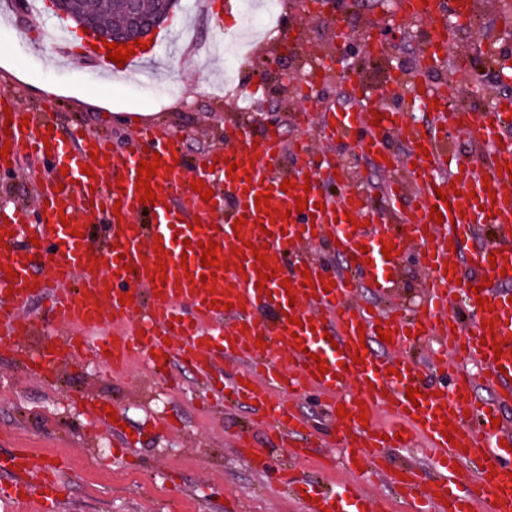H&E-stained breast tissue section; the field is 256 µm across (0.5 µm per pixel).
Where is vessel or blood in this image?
I'll list each match as a JSON object with an SVG mask.
<instances>
[{"mask_svg": "<svg viewBox=\"0 0 512 512\" xmlns=\"http://www.w3.org/2000/svg\"><path fill=\"white\" fill-rule=\"evenodd\" d=\"M474 15V0H397L401 19L426 21L431 33L414 75L387 73L378 99L353 89L354 102L318 115L319 134L332 142L357 136V147L387 178L384 206L347 187L344 165L322 171L304 138L286 141L280 128L251 134L246 124L233 142L209 153L193 178L213 188L211 200L179 191L175 145L150 127L139 128L124 156L94 133L60 138L47 127L23 125L0 109V170L21 156L57 161L59 171L43 180L35 208L0 209V352L19 361L22 372L44 380L57 361L94 359L122 372L133 357L146 359L158 375L188 363L196 385L225 406L249 405L254 426L288 443L291 460L339 448L345 466L374 467L378 478L400 486L411 512H512V96L468 85L448 100L428 77L448 57V12ZM62 53L105 57L86 38L64 37ZM490 95L486 111H474V93ZM399 99L391 107L390 99ZM430 111L421 128L410 106ZM463 134L462 147L448 149V133ZM408 144L406 155L390 146ZM301 160L284 187L278 167L285 157ZM160 160L149 184L156 203L139 202L140 162ZM91 174H83V167ZM270 193L258 210V193ZM305 196L308 207L297 210ZM443 207L435 217L434 207ZM39 222H32V212ZM243 227H235V220ZM488 233L471 255L490 284L473 292L452 271L456 251ZM218 246L215 265L201 264V246ZM334 246L341 263L327 272L310 246ZM398 253L385 259L382 249ZM376 262L367 277L356 268L361 246ZM48 248L50 273L38 276L30 257ZM417 247L422 305L410 309L395 297L400 254ZM266 253L259 261L257 253ZM164 262L165 272L155 269ZM275 275L260 280L263 265ZM310 280H303L302 271ZM369 288L373 304L356 302ZM488 310H481L479 298ZM65 335L56 359L33 352L34 302ZM391 332L390 341L379 338ZM433 340L428 366L434 382L417 377L418 364L405 349ZM501 354H494L493 342ZM326 373H318V364ZM357 396H349L350 382ZM484 386L489 397L476 388ZM420 391L409 400L408 388ZM319 395L327 420L317 426L300 398ZM391 412L393 426L362 425L361 411ZM423 440L425 464L394 462L392 452ZM238 457L265 472L270 451L252 446L247 434L234 442ZM470 468L460 476L458 465ZM278 486L305 497V512H382L379 503L348 488L326 491L300 484L281 466ZM66 490L61 472L39 466L19 449L0 457V501L30 512H58Z\"/></svg>", "mask_w": 512, "mask_h": 512, "instance_id": "vessel-or-blood-1", "label": "vessel or blood"}]
</instances>
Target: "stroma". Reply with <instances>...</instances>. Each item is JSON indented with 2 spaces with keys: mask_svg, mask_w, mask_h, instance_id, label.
I'll list each match as a JSON object with an SVG mask.
<instances>
[{
  "mask_svg": "<svg viewBox=\"0 0 512 512\" xmlns=\"http://www.w3.org/2000/svg\"><path fill=\"white\" fill-rule=\"evenodd\" d=\"M212 13L206 0H182L172 18L153 33L151 60L119 79L108 77L99 61L61 59L52 39L40 31L56 24L49 0H0V92L15 97L23 115L54 126L66 137L74 128L106 135L116 155H124L134 130L117 115L129 110L147 113L149 125L175 136L181 143L178 158L183 178L203 154L224 147V137L248 105L251 131L281 127L287 138L315 134V125L299 128L292 121L301 106L292 90L318 59L336 54L332 20H340L351 34L363 33L395 15L396 0H327L324 17L309 14L305 0H278L281 22L262 36L252 52L237 63L235 84L224 82V59L207 53L216 30L225 34L249 25L241 0H216ZM477 29L460 28L457 45L477 49L487 39L512 47V29L495 23L497 11L487 0ZM428 23L407 25L406 35L384 42L382 59L364 49L351 48L348 69L334 68L313 88L314 106L324 109L350 104L352 85H365L380 95L387 69L411 70L421 49ZM195 44H183L185 30ZM294 52H286V44ZM344 160L358 173L359 184L373 201H380L384 178L374 172L353 141L336 140L320 147L323 165ZM52 161L22 158L18 168L0 175V206L30 205ZM180 391H170L142 359L125 370L103 376L95 364L65 362L56 378L36 381L20 375L14 359L0 356V454L15 448L31 451L37 464L60 463L66 468L67 499L60 512H170L183 499V512H304L302 505L277 486L287 449L277 450L266 475H259L233 452L229 438L245 430L247 405L212 411L203 403L189 370H180ZM108 403L138 440L129 458L115 456L119 435L111 428L93 430L87 400ZM173 418L178 432L166 433L157 419ZM299 476L327 486L346 484L356 492L386 494L370 470L349 472L322 469L317 458L297 465ZM389 495V494H386ZM389 512H404L399 494L389 495Z\"/></svg>",
  "mask_w": 512,
  "mask_h": 512,
  "instance_id": "35a3bbf8",
  "label": "stroma"
}]
</instances>
